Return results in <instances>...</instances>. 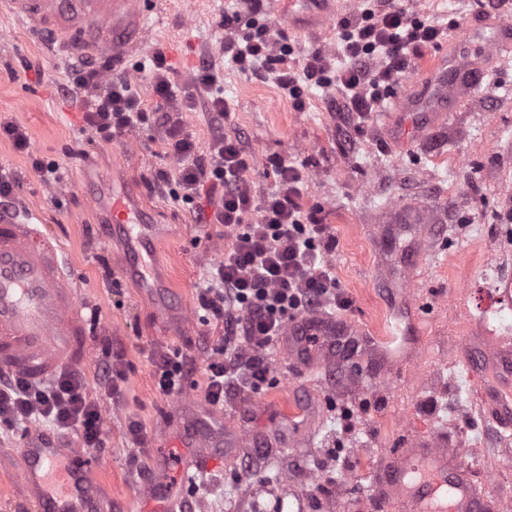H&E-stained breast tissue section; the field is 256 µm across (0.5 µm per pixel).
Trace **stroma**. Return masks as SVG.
<instances>
[{
	"mask_svg": "<svg viewBox=\"0 0 512 512\" xmlns=\"http://www.w3.org/2000/svg\"><path fill=\"white\" fill-rule=\"evenodd\" d=\"M415 17L434 22L444 36L419 47L402 85L421 82L425 62L448 52V38L460 29L502 21L501 12L477 0H407ZM152 26L149 51L129 57L123 70L145 105H154L142 70L152 53L163 52L172 66L169 79L186 131L208 149L223 134L242 141L252 159L251 178L259 191L274 185V164L287 160L306 175L302 205L320 209L336 235L332 261L339 287L350 300L337 318L352 328L346 343L316 371L305 373L282 347L272 354L273 375L250 398L227 393L223 406L209 404L206 368L223 331L204 322L196 290L210 266L224 254V227L200 223L190 205L174 202L169 188L157 183L158 170L177 178L178 163L162 149L156 118L115 137L98 140L87 129L81 101L66 96L71 57L51 52L13 18L0 16V123L25 128L30 152L0 137V169L16 180L21 215L38 217L55 235L82 289L84 313L98 323L90 336V356L80 372L86 393L103 419L106 452L93 472L102 498L113 512H140L139 494L166 448L162 430L178 432L180 407L199 411L201 430L231 438L217 467L198 473L201 497L185 486L174 492L181 512H252L247 491L234 479L237 469L270 477L267 498L284 496L283 512L303 508L311 492L310 461L331 446L341 425V409L353 413L356 433L370 471L336 502L334 512H387L375 505L371 472L389 452L410 447L432 435L459 412L475 407L474 383H460L456 350L474 335L480 312L474 293L482 269L498 249L494 235L456 233L459 224H487L498 198L512 193V60L488 78L460 112L405 143L393 140L381 112L357 121L341 111L337 85L313 87L303 106L277 85L224 56V11L240 12L244 30L266 26L286 34L294 68L312 51H321L330 71L342 65L338 26L322 33L292 28L270 0L258 13L242 0H149ZM212 65L223 91L227 114L215 122L204 93L193 82L201 63ZM55 162L63 175L45 183L33 170L31 155ZM125 193L143 204L160 236L149 260L159 288H149L122 272L133 241L105 237L108 208H95L90 194ZM417 264H410L411 255ZM404 344L402 357L386 361L381 349L388 334ZM122 364L127 378L118 396L101 389L97 365L103 347ZM179 348L195 363L182 392L159 395L153 377L155 354ZM435 410L422 407L426 397ZM137 423L135 442L128 432Z\"/></svg>",
	"mask_w": 512,
	"mask_h": 512,
	"instance_id": "35a3bbf8",
	"label": "stroma"
}]
</instances>
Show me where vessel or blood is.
Segmentation results:
<instances>
[{"instance_id":"vessel-or-blood-1","label":"vessel or blood","mask_w":512,"mask_h":512,"mask_svg":"<svg viewBox=\"0 0 512 512\" xmlns=\"http://www.w3.org/2000/svg\"><path fill=\"white\" fill-rule=\"evenodd\" d=\"M277 13L297 26L319 29L335 11V0H274ZM5 11L25 23L30 32L51 37L64 54L88 59L110 58L123 65L135 53L148 50L144 0H0ZM512 55V24L497 22L471 29L463 54L428 60L424 81L398 98L394 119L411 115L420 125L439 123L480 89L496 63ZM111 222L121 234H135L140 254L130 257L127 275L147 280L142 251L150 250L156 233L138 204L116 196ZM81 290L63 259L61 244L38 222L0 212V372L32 381L48 380L75 370L89 359V331L82 316ZM324 338L322 353L333 350L346 326L331 318L311 321ZM458 355L480 384L479 406L490 420L512 430V342L491 331L469 337ZM182 460L176 469L144 484L142 493L161 502L162 487L185 482L190 468L209 469L220 454L215 442L186 420L177 438ZM92 450L71 448L65 439L29 433L14 460V474L32 512H105L91 473ZM373 495L391 512H492L479 493L470 468L463 464L444 436L414 440L393 452L373 481Z\"/></svg>"}]
</instances>
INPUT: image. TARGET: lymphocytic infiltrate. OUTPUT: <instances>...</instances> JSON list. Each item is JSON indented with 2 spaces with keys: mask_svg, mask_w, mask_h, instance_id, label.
I'll use <instances>...</instances> for the list:
<instances>
[{
  "mask_svg": "<svg viewBox=\"0 0 512 512\" xmlns=\"http://www.w3.org/2000/svg\"><path fill=\"white\" fill-rule=\"evenodd\" d=\"M358 24L340 20L343 66L328 76L320 52H312L302 70L287 63L289 46L265 31L240 32L238 13L225 14V43L240 67L260 63L296 105H303V83L337 82L346 94L344 106L358 116L377 111L385 96L407 72L411 48L437 42L442 31L432 22L412 17L400 0H377L364 8ZM109 63L72 65L68 93L86 94L85 120L108 142L141 125L146 114L131 79L110 75ZM166 154L181 162L174 201L211 212L223 225L224 257L213 265L210 280L196 291L206 322L224 334L207 365L206 396L223 405L226 392H259L272 372L270 354L291 322L318 312L347 309L330 259L336 248L331 225L301 204L304 173L279 163L274 188L259 192L249 178L251 158L241 141L217 136L208 152H200L178 113L161 115ZM182 350L159 354L154 378L160 394L182 391L193 369ZM46 419L60 432H78L84 447L103 445L101 414L87 397L80 373L65 372L43 385L20 377L0 379V424L10 428Z\"/></svg>",
  "mask_w": 512,
  "mask_h": 512,
  "instance_id": "f902f5d3",
  "label": "lymphocytic infiltrate"
}]
</instances>
